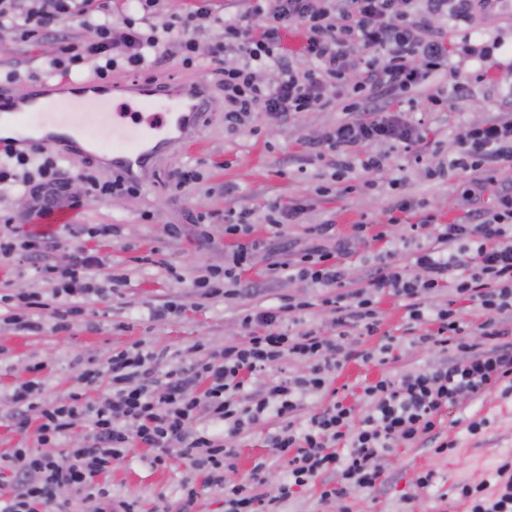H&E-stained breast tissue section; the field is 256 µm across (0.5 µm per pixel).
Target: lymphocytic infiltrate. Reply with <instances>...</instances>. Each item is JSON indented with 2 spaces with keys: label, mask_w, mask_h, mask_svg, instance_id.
<instances>
[{
  "label": "lymphocytic infiltrate",
  "mask_w": 512,
  "mask_h": 512,
  "mask_svg": "<svg viewBox=\"0 0 512 512\" xmlns=\"http://www.w3.org/2000/svg\"><path fill=\"white\" fill-rule=\"evenodd\" d=\"M486 0H271L263 22L243 24L235 16L224 21V41L212 50L213 58L235 55L236 61L218 68L224 85V122L243 124L255 110L285 122L301 112H312L329 104V90L342 88L350 71L361 70L353 86L355 100L345 106V116L320 138L309 141L313 151L329 150L338 175L384 170L382 145H401L417 150L423 140L419 123L403 107L405 93L420 87L442 72L448 47L433 36L430 20L444 16L471 24L474 9L486 8ZM99 0H34L20 9L19 0H0V20L23 12L20 34L44 36L67 21L89 29L91 40L68 43L51 69L70 75L85 58L97 56L101 63L95 76L107 83L113 71H136L159 52V39L144 34L135 20L123 17L113 23L102 15ZM212 21L207 0H197L187 14L185 28L175 22L163 26L165 33H178L181 63L192 67L196 43L189 29H202ZM303 30L306 70L296 69L281 55L282 33L290 27ZM273 65L280 78L263 82L260 71ZM457 143L460 158L452 167L472 172V195L486 188L489 172L512 168V116H498L466 126ZM0 156L10 165L0 168V184L11 183L28 190L30 211L40 218L55 211L76 209L83 199L134 192L139 182L121 177L98 181L83 172L79 178L82 196L69 193L59 169L58 157L43 155L36 171H29L30 153L0 142ZM417 246L407 264L380 262L368 275L364 287L345 290L347 272L343 257L351 240L380 242L385 230L371 224L355 225L349 239H334L332 223L313 227L315 241L292 259L275 261L268 276H283L309 282L324 289L321 300L334 316L336 336L326 338L316 330L289 332L282 326L288 314H302L311 303L306 298L275 309L246 313L241 325L245 343L225 344L220 354L157 374V356L141 346L120 351L103 363L84 369L79 381L91 385L106 380L107 392L92 402L62 403L46 400L43 384L36 376L42 364L30 366L32 380L13 393L17 429L33 430L38 451L16 448L0 457V468L10 472L15 486L10 498L0 501V512H47L53 493L68 489L87 505L89 512H136L133 501L112 497L96 478L122 460L129 448L153 449V463L166 465L179 456L207 472L208 482L224 489V512H278L295 489L312 483L321 486L323 504L349 512L354 492L372 493L383 483L379 457L401 443L412 446L435 437L449 405L462 397L474 398L493 391L512 395V342L507 325L512 322V184L497 190L490 207L468 210L464 217L442 223L426 212L423 202L396 199L387 210V223H409ZM14 216H0V256H19L30 261L51 285L50 300L40 295L0 292L1 321L17 331L37 332L42 320L32 310L50 308L54 329L68 328L80 316L89 295L104 296L95 288L89 272L99 257L76 247L68 265L46 262L49 247L60 246V235L42 230L15 238L10 229ZM253 213L243 209L229 213L224 232L236 237L234 248L224 256L223 266L207 267L194 283L201 298L238 297L245 291L239 272L262 246L251 238ZM453 286L454 299L426 305L440 288ZM386 290L404 302L408 332L417 340L440 348H454L455 359L447 365L416 369L397 377L384 376L363 388L367 406L357 415L354 405L340 397L310 414L303 428L293 418L306 397L320 393L330 373L336 372L350 355L345 344L348 327L365 335L379 334L382 326L374 297ZM478 306L483 320L471 325L461 315V302ZM287 357L309 363L307 374L271 379L255 394L244 395L247 377L277 367ZM275 414L283 424L269 438L271 448L288 458V476L276 489L257 491L253 483L228 484L224 470L238 455L233 444L242 430ZM224 426L223 433L201 430V415ZM89 418L91 431L84 445L55 452L59 439L68 438L76 422ZM500 480L496 493L485 484L459 486V495L469 500L470 512H512V456L504 457L495 470Z\"/></svg>",
  "instance_id": "obj_1"
}]
</instances>
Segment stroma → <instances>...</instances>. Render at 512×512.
<instances>
[{
  "instance_id": "1",
  "label": "stroma",
  "mask_w": 512,
  "mask_h": 512,
  "mask_svg": "<svg viewBox=\"0 0 512 512\" xmlns=\"http://www.w3.org/2000/svg\"><path fill=\"white\" fill-rule=\"evenodd\" d=\"M210 8L214 23L194 34L200 49L194 67H182L175 54L176 38L168 35L161 44L166 57L137 74L138 80L146 83L207 81L212 108L198 128L197 146L169 147L150 166L149 179L138 192L88 201L64 218L68 224L119 227L112 240L89 239L85 245L102 260L92 272L94 282L103 285L108 278L122 274L125 285L111 302L92 299L85 303L83 314L64 331L47 326L37 333L18 332L0 322V454L27 444L11 422L14 405L9 395L15 386L29 380V366L46 365L47 399L67 402L78 392L83 401L90 402L101 391L82 389L78 381L88 362L105 361L140 343L158 353L157 370L163 373L194 359L195 345H203L210 353L227 342L245 341L241 319L249 310L278 307L292 296L308 297L313 306L303 319H288V328L312 327L322 336H335L333 315L319 303L320 289L297 279L266 278L264 270L271 261L308 247L315 225L333 222L336 236L345 237L356 222L380 220L386 206L400 194L425 201L428 211L449 220L494 201L491 185L479 201L466 196L469 173L457 169L438 177L434 171L457 157V138L464 126L512 108L505 99L512 88V11L480 15L470 35L451 21L432 19V26L448 45L449 66L470 81L469 96L456 103L453 111H435L428 97L447 86L442 73L413 91L411 115L425 133L420 146L422 162L414 163L399 147H388L389 165L375 174V187L347 193L342 182L331 180L328 160L313 158L305 143L341 119L350 87L341 88L327 108L295 115L285 123L256 111L237 129L226 128L219 107L224 89L212 74L215 63L209 50L224 39L223 18L243 15L251 4L249 0H210ZM89 36V31L74 21L66 22L58 35L28 40L21 39L14 29L0 28V84L8 83L12 94L23 93L30 85V69H47L64 44ZM188 169L199 172V180L175 191L177 175ZM274 200L308 201L304 222L273 234L263 216L266 204ZM241 209L253 211L254 234L268 243L267 249L255 253L242 274L250 289L233 299H197L193 288L196 276L202 269L224 262V247L229 243L224 217ZM172 226L177 227V235H169ZM170 264L179 268L181 282L168 278L166 267ZM1 287L12 293L50 292L31 266L15 259L0 260ZM170 301L182 305V312L149 319L151 308ZM378 301L383 331L399 337L402 345L386 364L366 362L360 359V352L374 348L379 339L350 328L349 343L357 355L336 372L332 386L352 400L361 395L364 384L380 376L432 368L449 358L439 348L412 343L404 336L403 300L382 292ZM481 417L487 418V427L470 434L468 423ZM280 425V420L270 415L239 435L238 457L234 467L225 470V482L248 480L259 462L264 465V489H274L285 479V461L268 446L269 435ZM441 433L454 443L446 453H435L426 443L412 448L400 445L385 453L382 487L372 496L355 494L352 512H468L458 486L492 480L498 459L512 455V397L505 399L494 392L478 400L458 401L446 410ZM151 460L149 449L132 448L122 461L99 475L98 481L112 495L136 501L139 512H181L182 485L190 481L197 489L192 512H224L223 490L205 484L203 472L178 458L159 468ZM428 471L436 475L434 485L415 493L416 478Z\"/></svg>"
}]
</instances>
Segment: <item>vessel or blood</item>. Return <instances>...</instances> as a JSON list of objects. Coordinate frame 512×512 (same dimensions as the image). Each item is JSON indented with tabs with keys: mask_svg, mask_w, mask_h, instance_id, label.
Here are the masks:
<instances>
[{
	"mask_svg": "<svg viewBox=\"0 0 512 512\" xmlns=\"http://www.w3.org/2000/svg\"><path fill=\"white\" fill-rule=\"evenodd\" d=\"M136 107L128 103L112 106L108 88L83 89L76 102L54 101L44 88H33L18 98L0 99V113L7 115L15 133L24 137L29 148L39 147L40 139L29 136L36 113L54 111L58 125L76 130L85 145L100 147L98 131L112 127V170L115 175L138 177L164 147L171 132L190 142L194 130L210 107L206 82L196 81L173 88L164 84H142Z\"/></svg>",
	"mask_w": 512,
	"mask_h": 512,
	"instance_id": "b4317fda",
	"label": "vessel or blood"
}]
</instances>
